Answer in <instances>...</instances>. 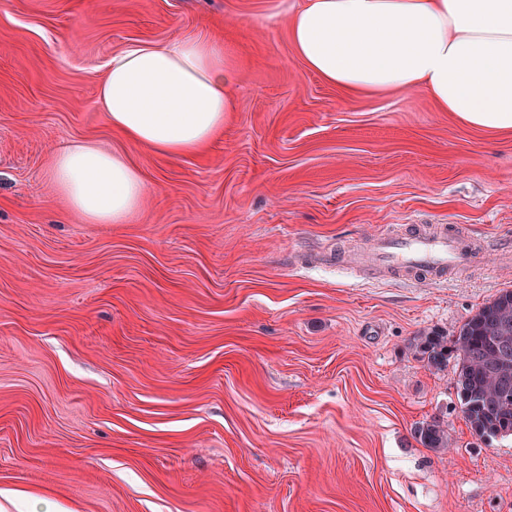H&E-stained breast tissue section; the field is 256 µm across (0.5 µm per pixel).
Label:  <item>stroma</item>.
<instances>
[{
  "label": "stroma",
  "instance_id": "obj_1",
  "mask_svg": "<svg viewBox=\"0 0 512 512\" xmlns=\"http://www.w3.org/2000/svg\"><path fill=\"white\" fill-rule=\"evenodd\" d=\"M293 2L0 0V512H512V435L476 437L453 369L410 347L512 289V262L434 283L341 260L412 224L512 240V134L324 83ZM205 34L238 67L223 137L124 141L97 103L112 55ZM73 142L140 169L127 223L57 193ZM434 416L447 449L413 435Z\"/></svg>",
  "mask_w": 512,
  "mask_h": 512
}]
</instances>
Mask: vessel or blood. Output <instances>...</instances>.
Listing matches in <instances>:
<instances>
[{
  "instance_id": "obj_1",
  "label": "vessel or blood",
  "mask_w": 512,
  "mask_h": 512,
  "mask_svg": "<svg viewBox=\"0 0 512 512\" xmlns=\"http://www.w3.org/2000/svg\"><path fill=\"white\" fill-rule=\"evenodd\" d=\"M480 250L460 226L445 224L430 231L416 224L401 235L377 236L364 254L346 256L345 261L363 266L377 278L398 272L412 280H438L448 268L469 264Z\"/></svg>"
}]
</instances>
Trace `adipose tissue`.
Wrapping results in <instances>:
<instances>
[{"instance_id": "1", "label": "adipose tissue", "mask_w": 512, "mask_h": 512, "mask_svg": "<svg viewBox=\"0 0 512 512\" xmlns=\"http://www.w3.org/2000/svg\"><path fill=\"white\" fill-rule=\"evenodd\" d=\"M295 56L349 94L424 89L439 111L512 133V0H304L288 19ZM222 41L141 42L112 56L98 102L113 130L154 155L205 152L235 110ZM49 177L89 224L139 209L140 170L84 142L58 151Z\"/></svg>"}]
</instances>
